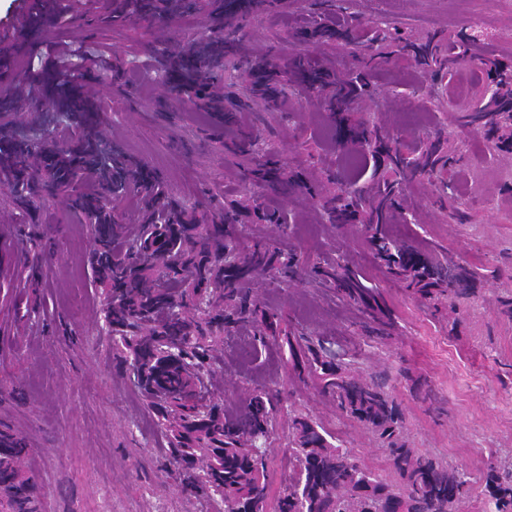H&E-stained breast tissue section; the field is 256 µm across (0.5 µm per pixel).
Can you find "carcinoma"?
Segmentation results:
<instances>
[{"label":"carcinoma","mask_w":512,"mask_h":512,"mask_svg":"<svg viewBox=\"0 0 512 512\" xmlns=\"http://www.w3.org/2000/svg\"><path fill=\"white\" fill-rule=\"evenodd\" d=\"M326 2L312 25L288 32L276 50L252 55L236 19L286 8L288 0H113L115 18L162 25L197 15L204 35L180 52L168 53L159 41L149 44L162 57L159 81L168 88L154 109L194 106L239 130L224 144V154L240 167L241 189L234 198L224 197L220 212L176 198L148 164L112 153L97 135L104 109L84 95V86L95 79L86 73L43 77L41 94L27 91L28 102L45 98L72 121L74 137L40 139L35 157L29 138L0 126V186L14 189L8 204L30 224L41 223V207L57 199L89 224L95 241L89 262L102 288L113 351L156 414L164 458L186 493L208 498L214 512H265L267 450L287 399L280 389L256 384L245 388L241 409L230 412L208 392L224 337L251 327L260 344L287 345L289 377L312 384L375 436L391 474L373 472L350 450L331 443L322 424L295 414L288 442L293 472L278 512H459L461 494L452 491L462 489L467 473L409 447L404 411L387 391L386 374L355 375L325 341L289 331L285 315L262 307L252 282L263 274L288 289L305 279L354 304L362 335L382 338L395 329L382 292L366 285L360 272L339 259L329 271L308 269L283 243L288 220L271 198L298 190L310 195L323 223L360 234L383 272L421 296L446 293L452 307L474 295L481 282L476 268L391 232L408 190L422 181L435 186L450 220L469 222L456 195L460 150L448 139V126L440 125L434 139L418 148L374 123L359 104L377 95L369 74L382 64L412 62L441 76L470 56L485 66L489 95L460 111L455 123L512 151V57L482 52L475 33L416 42L384 21L368 29L357 15L337 22L350 0ZM228 62L239 82L218 95L213 81ZM295 100L319 107L338 151L373 160L368 181L361 182L362 166L349 173L328 171L326 191L265 147L262 129L242 125V114L251 112H279L291 121ZM130 194L142 214L133 233L112 210V200ZM250 224L277 228L280 242L257 239L242 247L240 234ZM28 452L22 438L0 429V512H38L43 487L24 470ZM485 487L495 512H512V471L502 475L489 466Z\"/></svg>","instance_id":"carcinoma-1"}]
</instances>
